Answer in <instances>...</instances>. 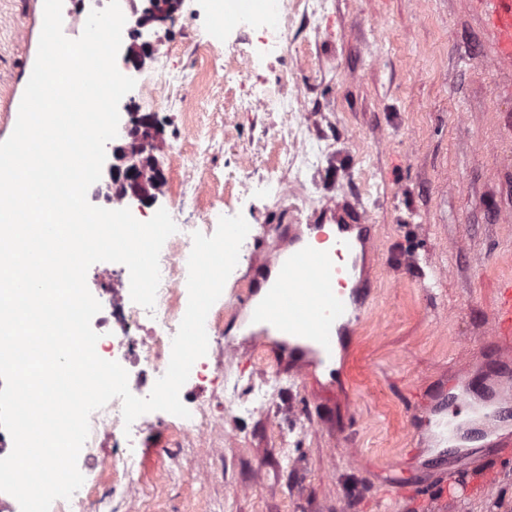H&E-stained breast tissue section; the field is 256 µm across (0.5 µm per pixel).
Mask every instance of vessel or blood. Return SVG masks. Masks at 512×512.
<instances>
[{"instance_id":"vessel-or-blood-1","label":"vessel or blood","mask_w":512,"mask_h":512,"mask_svg":"<svg viewBox=\"0 0 512 512\" xmlns=\"http://www.w3.org/2000/svg\"><path fill=\"white\" fill-rule=\"evenodd\" d=\"M499 53L512 59V0H486ZM376 243L375 227L366 212L346 201L332 200L308 224L288 227L287 248H273L259 256L260 285L265 296L253 305L264 324L256 337H285L293 380H306L312 361L326 363L336 355L344 329L361 321L371 294V284L360 270V257ZM492 346L484 370L473 377L435 385L429 398L434 416L429 427L445 441L430 458L434 492L422 494L419 483L407 480L414 449H404L392 463L391 492L419 499L421 512H446L461 495H487L497 474L484 461L512 460V433H502L512 423V278L501 280L490 320ZM483 442L481 459L457 474L448 468V455L462 443Z\"/></svg>"}]
</instances>
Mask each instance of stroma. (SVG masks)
Returning a JSON list of instances; mask_svg holds the SVG:
<instances>
[{"label": "stroma", "mask_w": 512, "mask_h": 512, "mask_svg": "<svg viewBox=\"0 0 512 512\" xmlns=\"http://www.w3.org/2000/svg\"><path fill=\"white\" fill-rule=\"evenodd\" d=\"M481 0H325L286 42L259 44L255 26L224 34V65L196 43L211 26L201 0H176L168 41L174 78L156 114L157 168L167 147L196 128L189 148L222 199L218 215H243L251 232L224 286L225 359L240 401L272 385L255 411L231 410L214 441L224 460L206 486L192 478L205 444H175V425L141 436V476L159 488L148 512H414L382 495L403 449L432 446L422 396L438 380L488 356L499 279L512 277V64L499 61ZM43 0H0V141L13 132L37 55ZM243 75H235V68ZM297 95L307 166L287 163L273 132L283 113L240 112L252 85ZM224 124L222 138L208 140ZM332 198L366 209L378 250L362 264L374 287L363 324L342 336L330 381L289 380L280 343L241 336L242 303L258 275L252 259L276 244L281 224H306ZM486 498L448 512H512V465L498 462Z\"/></svg>", "instance_id": "obj_1"}]
</instances>
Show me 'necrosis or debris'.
Returning a JSON list of instances; mask_svg holds the SVG:
<instances>
[{"instance_id": "necrosis-or-debris-1", "label": "necrosis or debris", "mask_w": 512, "mask_h": 512, "mask_svg": "<svg viewBox=\"0 0 512 512\" xmlns=\"http://www.w3.org/2000/svg\"><path fill=\"white\" fill-rule=\"evenodd\" d=\"M302 0H226L222 12L214 21L224 29L236 21H251L261 33L263 44L275 45L287 33ZM174 51L165 37H158L153 67L137 71L140 102L158 110L170 101L171 73L168 62ZM250 103L256 107L275 108L283 112L284 123L276 134L283 150L295 147V131L300 117L285 96L267 87H251ZM165 199L170 210L182 209L186 202L198 204V224L179 225L163 245L159 266L161 281L153 309L129 302L130 276L127 267L115 264L99 272L100 286L94 297L101 310L93 317L91 326L99 335L97 354L106 360L118 362L128 373L129 389L135 396L147 397L156 380L169 364L172 338L178 330L188 304V258L192 250L193 232L212 235L217 229L212 213L217 199L208 180L202 179L192 190L175 189L169 178H162L156 190ZM190 417L182 419L177 429L179 441L208 443L212 434L222 429L224 416L207 400L195 402ZM145 424L137 418L132 426H125L122 403L113 399L90 416V434L78 458L80 471L93 477L91 485H84L71 499L55 500L50 512H99L103 494L111 489L113 478L124 481L122 499L126 512H144L151 495L146 484L139 480L137 470L140 457L134 447Z\"/></svg>"}]
</instances>
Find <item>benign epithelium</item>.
<instances>
[{
    "instance_id": "7a95c632",
    "label": "benign epithelium",
    "mask_w": 512,
    "mask_h": 512,
    "mask_svg": "<svg viewBox=\"0 0 512 512\" xmlns=\"http://www.w3.org/2000/svg\"><path fill=\"white\" fill-rule=\"evenodd\" d=\"M142 8L131 4L132 26L130 32L134 43L123 56L126 67L139 69L154 49L156 31L153 24L173 22L174 0H145ZM129 121L123 127L121 136L124 144L112 149V162L106 165L111 185H120L122 194L148 202L145 174H158L154 164L153 151L156 149L157 129L152 113L140 114L126 107Z\"/></svg>"
}]
</instances>
